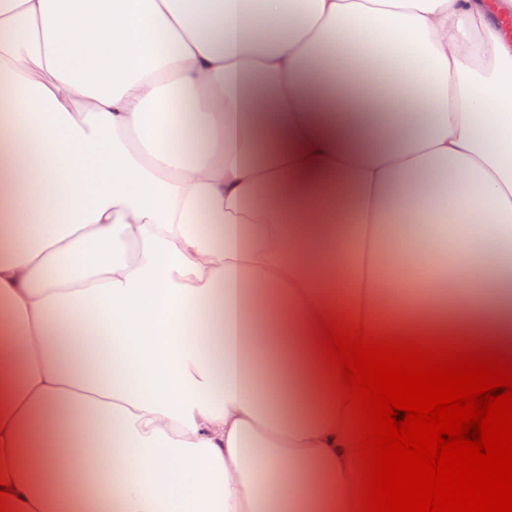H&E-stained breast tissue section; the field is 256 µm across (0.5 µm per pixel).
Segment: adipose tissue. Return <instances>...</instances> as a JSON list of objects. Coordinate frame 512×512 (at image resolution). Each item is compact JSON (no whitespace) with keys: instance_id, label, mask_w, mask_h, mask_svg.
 <instances>
[{"instance_id":"adipose-tissue-1","label":"adipose tissue","mask_w":512,"mask_h":512,"mask_svg":"<svg viewBox=\"0 0 512 512\" xmlns=\"http://www.w3.org/2000/svg\"><path fill=\"white\" fill-rule=\"evenodd\" d=\"M509 14L0 0L12 512H350L317 316L512 348ZM397 254L434 274L383 322Z\"/></svg>"}]
</instances>
